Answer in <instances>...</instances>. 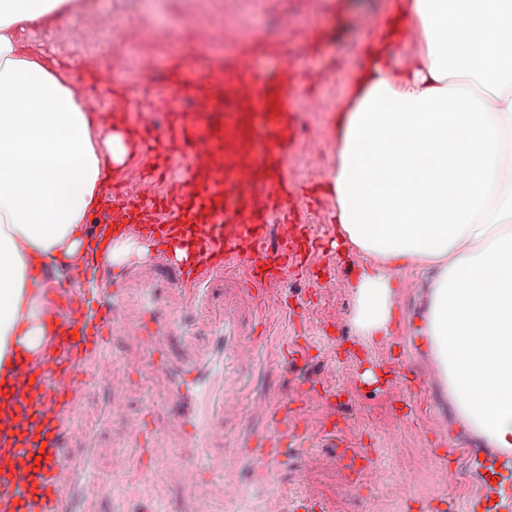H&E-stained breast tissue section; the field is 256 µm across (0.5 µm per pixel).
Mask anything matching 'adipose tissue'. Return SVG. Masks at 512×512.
Listing matches in <instances>:
<instances>
[{"instance_id": "1", "label": "adipose tissue", "mask_w": 512, "mask_h": 512, "mask_svg": "<svg viewBox=\"0 0 512 512\" xmlns=\"http://www.w3.org/2000/svg\"><path fill=\"white\" fill-rule=\"evenodd\" d=\"M66 0H0V377L12 351L41 358L53 331L52 273L102 239V266L149 246L96 217L104 172L123 163L80 91L24 47V26L59 20ZM412 26L418 48L393 68ZM338 155L326 192L336 239L368 263L354 284L353 324L393 336L394 272L430 271V358L465 429L512 448V0H398L335 119Z\"/></svg>"}]
</instances>
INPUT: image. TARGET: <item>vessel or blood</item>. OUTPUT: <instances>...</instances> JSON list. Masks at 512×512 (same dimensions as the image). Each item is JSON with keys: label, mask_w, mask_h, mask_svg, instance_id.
Segmentation results:
<instances>
[{"label": "vessel or blood", "mask_w": 512, "mask_h": 512, "mask_svg": "<svg viewBox=\"0 0 512 512\" xmlns=\"http://www.w3.org/2000/svg\"><path fill=\"white\" fill-rule=\"evenodd\" d=\"M288 62H275L269 72L227 69L208 82L176 87L158 109L167 113L164 142L154 140L141 118L126 125L124 137L148 166L145 186H152L175 166L184 174L162 195H141L113 184L99 222L142 225L146 234L163 242L182 243L187 260L176 263L184 283L243 269L251 285L271 287L288 278H308L316 263L320 241L291 212L289 197L317 204L316 186L301 188L288 177L301 129L282 113L288 96ZM279 222L277 244L269 242L271 220ZM149 326L136 337L137 347L125 357L123 374L113 384L146 369L158 368L168 380L169 394L178 411L180 443L170 448L155 420L141 415L127 422L139 455L117 456L112 482L122 485L133 476H147L163 468L167 476L189 488L202 481L195 456L211 445L214 419L233 408L237 397L224 390V358L236 345L232 336H215L211 346L190 352L180 362L162 359L170 317L157 289L144 291ZM76 335L53 339V356L38 375L37 394H26L12 383L0 382V406L41 421V445L23 436L12 439L0 457L37 464V471L15 478L0 477V512H78L84 488L83 460L70 454L68 443L76 433L74 409L79 388L92 366L107 369L105 343L117 323L123 301L117 293H98L66 286L60 291ZM272 432L256 450L267 466L278 464L288 444V407H265ZM506 461L496 454L474 459L473 468L484 493L472 503L473 512H512V492L499 490L494 479Z\"/></svg>", "instance_id": "b4317fda"}]
</instances>
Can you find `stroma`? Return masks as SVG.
<instances>
[{
	"mask_svg": "<svg viewBox=\"0 0 512 512\" xmlns=\"http://www.w3.org/2000/svg\"><path fill=\"white\" fill-rule=\"evenodd\" d=\"M395 0H243L241 16L214 32L208 22H193L191 0H162L152 32H144L139 17L146 0H70L65 15L49 25L22 29L19 39L34 53L69 78L79 89L98 86L103 114L120 117L130 105L147 108L155 130L164 118L155 112L159 99L171 92L174 76L192 74L203 80L227 68L252 62L288 58L299 82L291 89L300 104L297 120L305 136L288 163L299 181L330 172L336 163L334 119L338 105L373 42L369 22H382ZM97 14L109 24L108 38L76 46L65 39L72 24ZM321 265L335 268L334 277L319 281H286L280 289L291 303L277 309L260 299L243 305L248 284L241 271L226 270L200 284V304L188 303V289L179 287L173 269L157 253L130 257L114 271H103L99 283L121 289L122 317L105 348L113 373L123 370V357L134 344V333L145 324L141 291L163 289L170 314L171 353L182 347H209L220 331L237 339L235 351L224 360V385L241 399L237 411L216 421L207 454L195 465L206 474L209 493L172 483L163 473L151 479L133 478L121 486L109 476L115 456L136 457L139 449L129 438L126 421L148 414L169 425L170 443H177V416L163 375L133 378L111 386L103 375H92L81 389L74 418L82 432L70 442L75 455H88L85 476L88 493L81 512H270L282 496L312 497L324 512H469L481 492L471 453L478 438L460 430L448 396L439 384L418 386L415 372L428 357L422 310L427 275L409 268L397 272L400 285L398 352L381 342H365L352 324L355 307L352 282L364 261L355 251L323 248ZM308 346L311 361L302 370L285 368L287 345ZM385 366L383 386L367 390L352 382L364 365ZM323 385L326 396L303 405L298 391L304 381ZM344 391L336 401L335 391ZM289 401L296 417L329 419L336 436L357 452L358 466L373 464L381 480L351 498L344 487L352 476L347 461L329 448L323 432L291 438L287 456L273 468L260 465L249 448L268 432L263 412L255 403ZM234 455L243 489L240 500L223 496V477L211 457ZM415 481L409 496H387L383 490L400 485L406 473ZM464 473L463 486H449L455 473Z\"/></svg>",
	"mask_w": 512,
	"mask_h": 512,
	"instance_id": "obj_1",
	"label": "stroma"
}]
</instances>
